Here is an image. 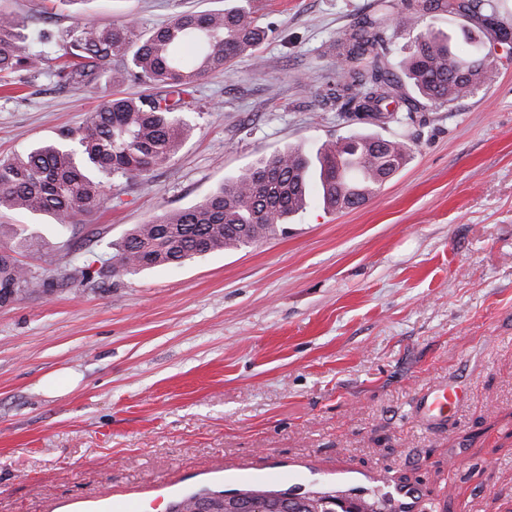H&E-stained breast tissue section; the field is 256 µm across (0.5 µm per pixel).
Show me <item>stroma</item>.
Returning <instances> with one entry per match:
<instances>
[{
    "mask_svg": "<svg viewBox=\"0 0 512 512\" xmlns=\"http://www.w3.org/2000/svg\"><path fill=\"white\" fill-rule=\"evenodd\" d=\"M372 0H253L268 38L199 81L181 150L148 182L117 183L78 232L0 216V241L44 270L51 293L0 307V512L150 496L232 463L356 471L369 490L416 489L439 512H512V47L494 46L473 96L414 121L339 117L336 43ZM391 26L400 72L410 34L458 40L470 18ZM46 0L0 11L58 33ZM225 0H92L87 19L152 29ZM142 83L80 88L27 74L0 92V159L57 141L104 99ZM376 131L407 165L352 210L312 198L284 235L178 267L104 272L133 225L191 206L258 159ZM44 243L36 259L29 239ZM447 380L465 401L421 427L412 404Z\"/></svg>",
    "mask_w": 512,
    "mask_h": 512,
    "instance_id": "stroma-1",
    "label": "stroma"
}]
</instances>
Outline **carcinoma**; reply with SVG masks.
<instances>
[{"mask_svg":"<svg viewBox=\"0 0 512 512\" xmlns=\"http://www.w3.org/2000/svg\"><path fill=\"white\" fill-rule=\"evenodd\" d=\"M233 0L219 12L182 11L143 34L129 22L100 23L75 16L51 38L13 15L0 14V80L32 72L42 64L44 47L58 48L55 77L78 87L101 78L114 86L138 81L148 94L101 102L77 128L60 133L64 146H40L22 157L0 161V211L48 215L62 227H75L100 207L114 182H146L154 169L180 149L186 129L177 114L190 109L187 97L206 75L228 70L246 51L267 38V30L246 5ZM392 5L376 0L358 27L336 44V89L346 117L382 123L395 112L412 117L417 98L445 105L468 98L485 83L490 51L479 36L453 48L438 30L412 36L402 71L417 97L399 93L398 80L381 62V33L390 26ZM423 15L448 12L482 18L499 42L512 40V26L500 19L498 0H413ZM372 59L365 69L350 62ZM411 149L399 139L356 133L321 144L311 157L299 148L260 158L195 205L134 225L112 244V272L136 275L158 266H179L195 258L256 244L284 231L306 205L312 180L319 183L326 208L337 211L363 204L385 179L408 162ZM50 282L21 265L0 243V306L48 291ZM277 490H243L265 512ZM332 492L299 495V512H344Z\"/></svg>","mask_w":512,"mask_h":512,"instance_id":"cac0c4a2","label":"carcinoma"}]
</instances>
